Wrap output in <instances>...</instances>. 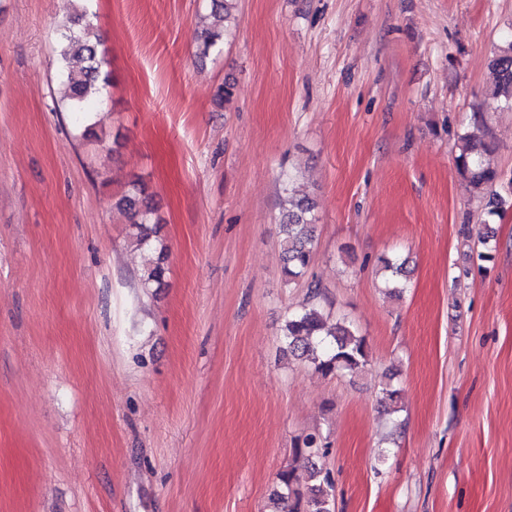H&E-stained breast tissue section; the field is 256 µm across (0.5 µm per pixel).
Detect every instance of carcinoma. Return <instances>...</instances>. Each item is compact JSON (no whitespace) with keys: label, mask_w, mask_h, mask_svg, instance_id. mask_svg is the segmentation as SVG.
I'll use <instances>...</instances> for the list:
<instances>
[{"label":"carcinoma","mask_w":512,"mask_h":512,"mask_svg":"<svg viewBox=\"0 0 512 512\" xmlns=\"http://www.w3.org/2000/svg\"><path fill=\"white\" fill-rule=\"evenodd\" d=\"M233 8L232 0H211L212 22H204L198 32V51L202 56L220 48L224 35V19ZM104 40L95 32L93 23L84 11L73 10L66 16L58 39L57 65L63 77L64 100L77 116L88 113L92 100L99 92L102 81ZM491 81L486 96L492 102L512 107V41L500 49L490 63ZM476 131L465 133L458 139V161L472 189L482 198L488 199L489 213L494 214L502 204L497 186L501 174L489 166L486 155L491 149V134L484 125L482 115L473 113ZM288 205L282 208L279 224L284 235V275L288 284L302 279L315 252V218L313 206L305 198L290 195ZM118 206L129 215L135 228V246L139 249H156L158 257L143 275L144 283L162 285L165 269L164 248H159L151 239V224L155 223V209L151 200L134 183L118 200ZM380 267L387 272L392 290L400 293L406 288L411 273L408 260L393 255L380 259ZM309 303L288 314L283 327V340L288 354L310 363L322 374H356L369 362V351L365 337L352 326L337 322L327 325L317 305L320 286L311 281L307 285ZM310 463L312 484L303 493L295 487L293 471L280 474V490L274 493L277 507L273 512H335L332 482L329 475L322 474L315 458L322 454V444L312 435L305 437L300 446Z\"/></svg>","instance_id":"carcinoma-1"}]
</instances>
